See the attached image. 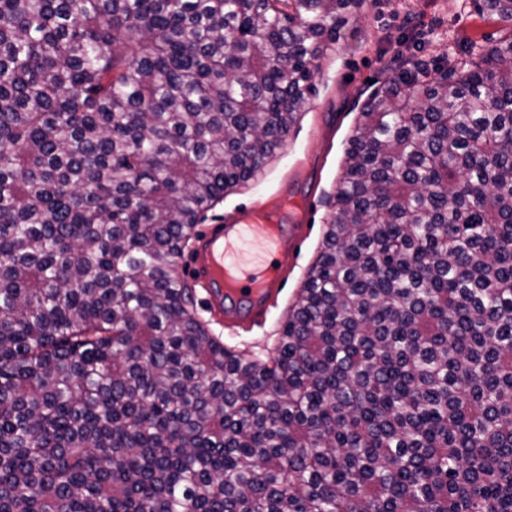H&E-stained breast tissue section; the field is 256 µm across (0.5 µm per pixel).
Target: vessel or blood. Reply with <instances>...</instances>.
I'll return each mask as SVG.
<instances>
[{"label":"vessel or blood","mask_w":512,"mask_h":512,"mask_svg":"<svg viewBox=\"0 0 512 512\" xmlns=\"http://www.w3.org/2000/svg\"><path fill=\"white\" fill-rule=\"evenodd\" d=\"M221 246L224 265L235 274H250L252 287L240 289L237 296L225 293L223 284L215 279L210 269V254L214 246ZM282 252L281 236H268L253 224H215L202 236L191 259L190 272L208 296L216 311H223L227 301L237 300L250 312L260 313L269 290L260 284L264 274L275 268V258Z\"/></svg>","instance_id":"obj_1"}]
</instances>
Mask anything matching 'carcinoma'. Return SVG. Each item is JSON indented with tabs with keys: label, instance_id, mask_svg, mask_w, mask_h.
Wrapping results in <instances>:
<instances>
[{
	"label": "carcinoma",
	"instance_id": "cac0c4a2",
	"mask_svg": "<svg viewBox=\"0 0 512 512\" xmlns=\"http://www.w3.org/2000/svg\"><path fill=\"white\" fill-rule=\"evenodd\" d=\"M363 2L0 0V512H512V34L371 94L267 358L178 273Z\"/></svg>",
	"mask_w": 512,
	"mask_h": 512
}]
</instances>
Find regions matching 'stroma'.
Instances as JSON below:
<instances>
[{"label":"stroma","instance_id":"stroma-1","mask_svg":"<svg viewBox=\"0 0 512 512\" xmlns=\"http://www.w3.org/2000/svg\"><path fill=\"white\" fill-rule=\"evenodd\" d=\"M479 0H365L341 29L339 40L315 77L317 94L291 127L286 146L255 179L199 219L200 227L254 220L270 211L287 225V271L271 291L267 309L255 316L235 309L214 312L202 288L194 302L214 336L236 352L265 357L273 348L317 251L331 214L343 171L347 141L364 102L388 67L402 40H415L430 68L448 51L468 42L497 40L512 32L498 20L481 17Z\"/></svg>","mask_w":512,"mask_h":512}]
</instances>
